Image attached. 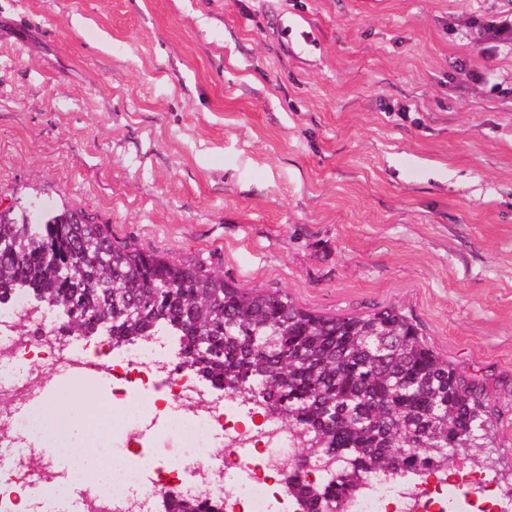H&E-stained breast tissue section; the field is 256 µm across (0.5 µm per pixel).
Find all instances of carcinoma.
<instances>
[{
  "label": "carcinoma",
  "mask_w": 512,
  "mask_h": 512,
  "mask_svg": "<svg viewBox=\"0 0 512 512\" xmlns=\"http://www.w3.org/2000/svg\"><path fill=\"white\" fill-rule=\"evenodd\" d=\"M20 289L62 316L70 340L132 345L168 327L201 380L285 418L300 443L288 494L302 512H350L375 473L446 470L450 449L490 444L481 378L440 356L396 307L323 316L286 294L243 292L201 262L116 243L110 225L73 209L19 220L0 210V305ZM162 506L224 512L185 496Z\"/></svg>",
  "instance_id": "1"
}]
</instances>
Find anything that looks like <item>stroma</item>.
Masks as SVG:
<instances>
[{"instance_id":"stroma-1","label":"stroma","mask_w":512,"mask_h":512,"mask_svg":"<svg viewBox=\"0 0 512 512\" xmlns=\"http://www.w3.org/2000/svg\"><path fill=\"white\" fill-rule=\"evenodd\" d=\"M512 0H0V197L483 378L512 479Z\"/></svg>"}]
</instances>
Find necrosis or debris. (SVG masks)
I'll list each match as a JSON object with an SVG mask.
<instances>
[{
	"instance_id": "1",
	"label": "necrosis or debris",
	"mask_w": 512,
	"mask_h": 512,
	"mask_svg": "<svg viewBox=\"0 0 512 512\" xmlns=\"http://www.w3.org/2000/svg\"><path fill=\"white\" fill-rule=\"evenodd\" d=\"M58 326L22 294L0 309V366L19 364L27 371L24 382L0 381V475L29 487L31 436L43 423L14 413L13 407L32 396L33 384L45 383L49 373L81 356L103 367L111 381L112 414L93 421L101 440H108L111 420L133 430L149 412L170 404L183 412L169 424L177 448L162 459L142 453L125 457L112 469L111 490L98 486L69 500L70 512H153L157 496L181 494L186 474L204 500L223 495L224 512H295L288 501V470L280 462L293 455L296 442L283 419L260 415L254 406L241 410L234 396L203 391L191 367L159 355L161 343L178 349L172 333L115 348L103 338L69 341ZM218 432L224 437L219 450L212 444ZM148 468L156 480L140 495H130ZM463 481L469 490L460 496L455 489ZM353 512H512V481L498 479L485 466L468 468L462 477L448 471L422 472L414 481L376 477L356 499Z\"/></svg>"
}]
</instances>
